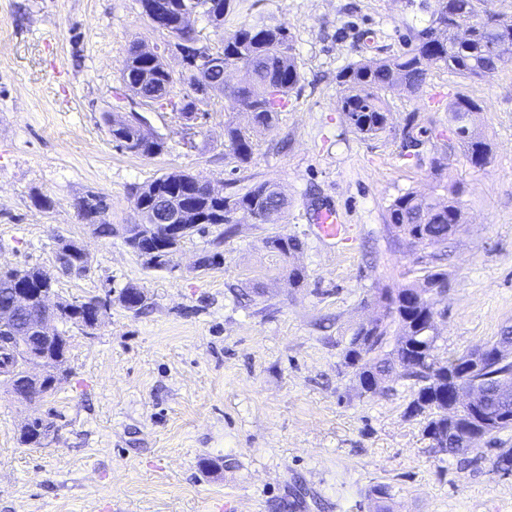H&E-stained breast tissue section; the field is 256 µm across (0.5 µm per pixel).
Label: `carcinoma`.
Here are the masks:
<instances>
[{"label": "carcinoma", "instance_id": "1", "mask_svg": "<svg viewBox=\"0 0 512 512\" xmlns=\"http://www.w3.org/2000/svg\"><path fill=\"white\" fill-rule=\"evenodd\" d=\"M438 0H421L429 20L411 32V48L398 55L372 57L352 62L339 73L343 87L341 111L354 130L365 138H375L385 132L390 108L386 92L400 88L411 95L418 94L427 84L434 68H446L463 78L489 79L512 63V20L501 18L489 6V0H446L445 16L436 18L433 4ZM143 13H153L166 27L176 31L186 42L203 39L201 31L184 29L179 19L182 0H139ZM195 12L219 36L213 61L225 69H244L246 78L234 86L215 85L213 91L238 105L247 117L242 126L232 121L224 124V137L230 153L240 163L247 164L254 155L253 133L269 130L275 114L288 104V96L299 85L302 74L292 37L282 24H268L258 19L224 31V14L232 8V0H196ZM123 78L141 85L142 93L151 104L162 109L171 104L176 79L162 58L148 55L143 46L133 43L124 60ZM480 110L471 98L459 94L448 102L451 119L460 112L474 114ZM463 156L471 165H486L491 149L478 132L470 134L451 130ZM134 143L127 152L139 156H155L165 148V141L148 129L135 131ZM195 176L187 172L162 175L151 182L134 187L144 204V212L154 209V201L163 195L181 193L184 186L194 184ZM444 197L408 190L395 197L385 209V223L395 242L412 251L429 248L428 262L419 268L420 286L379 288L376 301L380 312L362 321L353 330L343 352V361L363 392L375 393L389 379L410 382L414 398L408 407L413 416L426 418L424 432L431 441L450 434L448 406L462 418L486 416V409L501 411V422L461 447L453 440L440 452L467 455L490 443L495 435L512 428V395L501 385L512 383V350L503 354L497 348L512 341V332L485 344L484 349L497 354L483 361L479 373L463 378V388L488 394V404L471 405L469 401L453 400L456 377L461 366L481 356V351L451 355L437 359L439 334L437 319L439 297L446 292L448 272L442 261L448 256V243L464 228L462 189L457 183L444 185ZM199 213L211 218L216 212L224 214V223H233L238 211H250L257 224L267 223L265 210L280 211L285 198L276 185L260 183L248 192L224 194L219 188L200 186ZM265 247L286 260L302 249L294 236L275 235L266 238ZM47 284L44 269L39 266L0 268V307L11 298V290L24 285L40 288ZM99 297L91 296L69 303L73 312L61 316L62 324L80 328L93 319L94 305ZM70 337L59 345V363L69 362ZM57 363V364H59ZM57 364H50L41 382L42 396L55 392L63 380L57 378ZM50 420L36 417L21 429L20 441L25 445H40L47 437Z\"/></svg>", "mask_w": 512, "mask_h": 512}]
</instances>
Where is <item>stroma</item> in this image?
I'll list each match as a JSON object with an SVG mask.
<instances>
[{"label":"stroma","mask_w":512,"mask_h":512,"mask_svg":"<svg viewBox=\"0 0 512 512\" xmlns=\"http://www.w3.org/2000/svg\"><path fill=\"white\" fill-rule=\"evenodd\" d=\"M259 17L287 25L302 80L241 164L224 143L225 121L245 119L232 100L212 96L189 129L124 86L134 42L185 70L138 0H0V266L55 270L61 236L84 245L91 268L58 274L59 297L131 287L147 297L137 313L113 302L94 334L70 327L72 374L54 395L29 404L0 385V512H512V473L494 466L512 431L464 458L437 452L423 417L407 413L408 382L362 394L342 358L351 327L379 311L375 290L410 279L416 257L392 244L385 209L405 191L435 192V157L467 189L436 355L512 327V65L487 81L436 68L418 95L391 90L390 124L367 139L339 110L336 75L369 52L363 31L374 54L402 52L427 13L407 0H235L224 25ZM453 93L480 106L486 166L449 145ZM113 112L144 115L166 150L117 149ZM409 125L428 135L405 158ZM173 172L240 194L274 183L286 206L267 224L237 212L233 234L208 226L155 269L121 228L141 221L134 187ZM92 193L108 204L112 235L78 218L75 201ZM325 207L348 241L317 237ZM275 234L299 238L301 252L288 262L269 252ZM216 251L223 265L198 268ZM292 265L304 284L289 281ZM36 417L54 434L22 444Z\"/></svg>","instance_id":"35a3bbf8"}]
</instances>
